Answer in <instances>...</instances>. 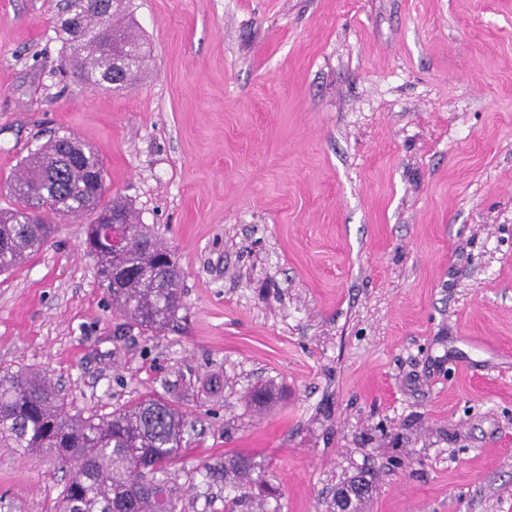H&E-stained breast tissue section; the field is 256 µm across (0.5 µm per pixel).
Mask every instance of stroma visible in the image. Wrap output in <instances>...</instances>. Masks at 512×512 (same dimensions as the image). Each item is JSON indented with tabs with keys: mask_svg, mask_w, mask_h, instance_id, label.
Returning a JSON list of instances; mask_svg holds the SVG:
<instances>
[{
	"mask_svg": "<svg viewBox=\"0 0 512 512\" xmlns=\"http://www.w3.org/2000/svg\"><path fill=\"white\" fill-rule=\"evenodd\" d=\"M67 0H0V209L40 145L94 147L174 253L170 328L121 327L61 221L0 274V372L70 413L173 393L197 418L186 512L254 457L271 512H512V0H130L121 91L65 67ZM276 391L257 410L247 394ZM66 471L0 448V512H55ZM371 485L368 480H357L356 484H352L351 489L345 488L342 490L340 487L336 489V500L339 503V507L336 508V512H351L350 500H353L355 495L367 496L371 491ZM345 503H349L347 506Z\"/></svg>",
	"mask_w": 512,
	"mask_h": 512,
	"instance_id": "stroma-1",
	"label": "stroma"
}]
</instances>
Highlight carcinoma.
<instances>
[{
    "mask_svg": "<svg viewBox=\"0 0 512 512\" xmlns=\"http://www.w3.org/2000/svg\"><path fill=\"white\" fill-rule=\"evenodd\" d=\"M109 21L73 11L60 22L66 52L63 61L98 88L119 90L131 84L146 56L145 41L133 24L120 25L127 0H102ZM58 137L30 153L8 184L15 209L0 212V272L30 259L44 246L56 225L42 213L82 219L90 217L88 231L100 220L116 216L130 225L125 250L99 246L87 237L90 254L98 263L101 284L112 299V309L131 328L158 335L176 320L183 305L182 271L174 256L162 260L157 240L137 221L132 206L120 197L105 198L106 186L98 153ZM128 269L112 287V268ZM194 428L192 414L177 402L155 395L114 409L107 415H71L64 397L38 371L0 375V448L39 456L69 468L56 512H185L183 495L174 474L185 449L184 435ZM253 457L224 456L218 472L224 483L240 494L224 500V512L248 499L266 512L264 502L247 496L256 482Z\"/></svg>",
    "mask_w": 512,
    "mask_h": 512,
    "instance_id": "1",
    "label": "carcinoma"
}]
</instances>
